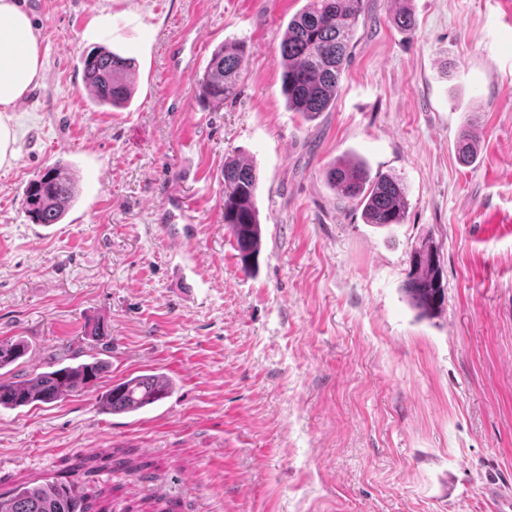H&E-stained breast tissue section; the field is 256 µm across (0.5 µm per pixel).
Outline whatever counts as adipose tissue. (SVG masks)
Returning a JSON list of instances; mask_svg holds the SVG:
<instances>
[{"instance_id": "obj_1", "label": "adipose tissue", "mask_w": 512, "mask_h": 512, "mask_svg": "<svg viewBox=\"0 0 512 512\" xmlns=\"http://www.w3.org/2000/svg\"><path fill=\"white\" fill-rule=\"evenodd\" d=\"M42 44L25 0H0V168L17 159L11 113L43 78Z\"/></svg>"}]
</instances>
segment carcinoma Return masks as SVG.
I'll return each instance as SVG.
<instances>
[{"mask_svg":"<svg viewBox=\"0 0 512 512\" xmlns=\"http://www.w3.org/2000/svg\"><path fill=\"white\" fill-rule=\"evenodd\" d=\"M364 0H308L306 7L289 22L282 36L280 60L282 92L288 110L305 119L327 111L336 100L342 74L350 59ZM245 43L227 40L212 53L198 79L201 99L219 108L238 94L239 78L246 63ZM83 74L95 105L126 106L134 93L130 59L110 50L98 49L84 59ZM476 137L465 128L457 145L461 159H475ZM328 184L346 198L363 206L365 223L386 226L404 221L407 194L403 184L389 176L371 178L365 165L342 159L329 165ZM78 188L67 168L54 164L29 183L26 211L36 224H57L74 201ZM258 177L251 163L238 156L224 161V224L234 236L242 268L254 264L262 245V230L256 206ZM406 293L419 316L437 315L445 298L438 247L430 238L414 247L409 257ZM25 345L0 341V370L16 363ZM103 363L99 360L68 365L38 373L23 381H0V408L17 409L51 404L96 385ZM173 381L162 373L138 375L101 394L98 404L105 413H134L168 398ZM0 512H89L80 486L56 482L21 487L0 499Z\"/></svg>","mask_w":512,"mask_h":512,"instance_id":"cac0c4a2","label":"carcinoma"}]
</instances>
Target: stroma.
<instances>
[{"label": "stroma", "instance_id": "obj_1", "mask_svg": "<svg viewBox=\"0 0 512 512\" xmlns=\"http://www.w3.org/2000/svg\"><path fill=\"white\" fill-rule=\"evenodd\" d=\"M308 0H26L44 75L14 114L0 169V340L25 343L18 381L104 359L98 386L0 409V496L77 480L93 512H490L512 495V0H365L330 111L307 121L281 90L280 42ZM98 15L134 58L121 111L95 107L81 59ZM246 41L236 98L197 81ZM472 127L477 159L459 161ZM259 178L258 266L224 224V161ZM407 190L400 224L365 223L325 179L338 158ZM80 192L58 224L24 190L48 165ZM182 212L164 219L171 193ZM439 248L445 301L418 318L409 253ZM199 271L171 260L175 242ZM103 325L98 339L91 331ZM160 372L176 389L134 414L111 385ZM132 452L126 469L108 457Z\"/></svg>", "mask_w": 512, "mask_h": 512}]
</instances>
